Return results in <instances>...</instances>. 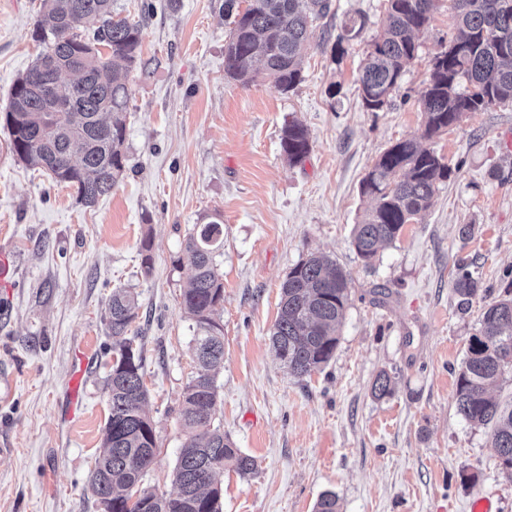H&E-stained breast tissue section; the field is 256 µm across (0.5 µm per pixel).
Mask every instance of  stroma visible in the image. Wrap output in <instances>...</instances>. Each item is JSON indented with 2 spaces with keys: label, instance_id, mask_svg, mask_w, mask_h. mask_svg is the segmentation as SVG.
Masks as SVG:
<instances>
[{
  "label": "stroma",
  "instance_id": "obj_1",
  "mask_svg": "<svg viewBox=\"0 0 512 512\" xmlns=\"http://www.w3.org/2000/svg\"><path fill=\"white\" fill-rule=\"evenodd\" d=\"M223 3L114 0L118 17L144 23L142 66L128 77L129 161L96 205L20 162L0 119V258L12 268L0 288V512H102L89 478L104 452L116 355L106 307L118 288L138 295L129 333L157 439L141 486L173 492L186 440L179 408L196 373L184 245L214 216L224 225L216 418L256 462L250 475H221L223 512H315L326 492L341 512H467L479 495L512 512L491 427L468 423L453 402L482 309L512 284V104L465 113L428 141L448 179L424 219L364 263L352 245L370 208L361 183L388 148L424 130L417 99L456 32L451 0H436L416 57L377 112L364 108L358 77L386 25L385 0H330L311 28L303 79L287 93L264 77L226 76L233 24ZM40 5L0 0V115L39 52ZM358 15L365 29L341 38ZM293 120L310 137L294 165L280 144ZM147 237L148 274L139 256ZM312 253L349 272L351 301L333 358L297 378L270 336L282 282ZM461 260L479 281L465 309L453 288ZM78 351L93 368L74 398ZM383 369L395 388L378 399L371 386Z\"/></svg>",
  "mask_w": 512,
  "mask_h": 512
}]
</instances>
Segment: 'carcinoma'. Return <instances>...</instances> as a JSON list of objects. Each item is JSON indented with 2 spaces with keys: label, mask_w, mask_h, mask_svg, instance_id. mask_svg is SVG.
I'll return each mask as SVG.
<instances>
[{
  "label": "carcinoma",
  "mask_w": 512,
  "mask_h": 512,
  "mask_svg": "<svg viewBox=\"0 0 512 512\" xmlns=\"http://www.w3.org/2000/svg\"><path fill=\"white\" fill-rule=\"evenodd\" d=\"M388 23L360 69L364 107L381 110L414 58L415 33L429 21L435 0H386ZM457 35L434 60L420 92L425 114L422 138L431 139L463 114L512 103V0H452ZM330 11L329 0H251L236 13L224 50V70L243 84L254 81L256 64L288 93L302 80V53L310 24ZM95 19L90 33L81 24ZM143 27L115 19L112 0H42L32 39L51 53L11 88L5 122L17 159L39 168L60 184L74 186L78 200L91 207L111 193L122 176L126 120L131 90L128 75L140 62ZM281 148L291 164L310 151L307 128L291 122L282 129ZM448 164L416 139L400 141L375 162L362 183L373 207L355 225L353 244L367 264L378 249L393 243L406 224L422 219ZM224 245L219 219L197 224L185 241L192 267L182 304L193 316L196 375L185 387L180 421L187 433L169 495L142 490L140 512H222L217 475L230 467L241 475L255 470L252 457L216 424V377L224 361V336L215 320L224 284L217 257ZM453 288L467 306L479 288L473 273L457 265ZM350 300V276L335 262L312 253L288 272L281 286L278 317L271 335L278 358L295 377L321 370L334 356L338 327ZM137 295L112 292L108 326L117 355L107 378L109 415L105 454L91 480L100 497L112 499V512H130L127 502L153 463L157 444L144 411L142 357L127 337L136 317ZM512 370V298L486 306L478 333L470 339L454 392L456 411L474 425L493 426V446L502 470L512 475V407L504 408L489 388ZM392 377L380 372L375 396L392 392Z\"/></svg>",
  "instance_id": "obj_1"
}]
</instances>
